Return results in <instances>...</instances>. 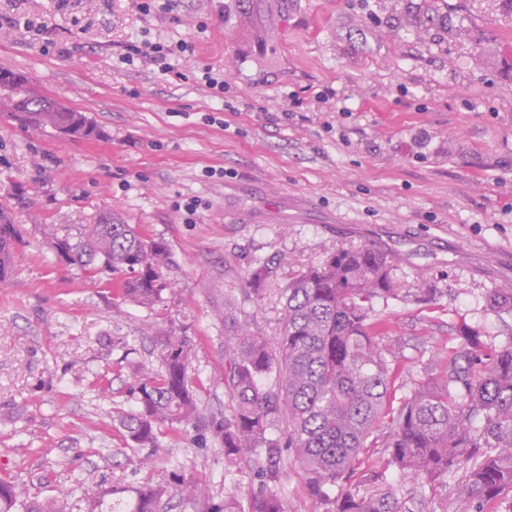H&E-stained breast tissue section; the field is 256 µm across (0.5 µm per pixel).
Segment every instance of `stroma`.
Listing matches in <instances>:
<instances>
[{"mask_svg":"<svg viewBox=\"0 0 512 512\" xmlns=\"http://www.w3.org/2000/svg\"><path fill=\"white\" fill-rule=\"evenodd\" d=\"M175 3L144 21L130 0H0V69L100 131L70 141L0 114V205L22 228L15 274L0 282V476L68 512L112 485L133 512L146 483L168 487L171 512H212L232 491L246 505L256 460L225 465L209 430H161L150 450L126 441L138 371L157 367L165 330L188 337L196 398L223 419L232 323L279 336L288 272L337 250L404 258L403 295L380 309L397 400L462 351L459 326L494 348L512 339V311L487 305L512 282L498 266L512 251V0ZM142 32L189 38L195 52L175 76L120 63ZM205 66L223 69V99L192 79ZM325 89L334 98L319 112ZM290 93L302 106L285 117ZM108 210L169 251L153 305L125 298L122 274L87 277L51 247ZM260 265L270 273L257 293L247 274ZM423 281L437 290L428 306L412 298ZM102 374L111 395L95 386ZM191 477L208 499L185 496ZM276 491L285 512H323L298 466Z\"/></svg>","mask_w":512,"mask_h":512,"instance_id":"stroma-1","label":"stroma"}]
</instances>
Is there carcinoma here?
Listing matches in <instances>:
<instances>
[{
  "instance_id": "cac0c4a2",
  "label": "carcinoma",
  "mask_w": 512,
  "mask_h": 512,
  "mask_svg": "<svg viewBox=\"0 0 512 512\" xmlns=\"http://www.w3.org/2000/svg\"><path fill=\"white\" fill-rule=\"evenodd\" d=\"M0 110L35 130L49 127L76 139L96 133L83 113L58 110L26 81L0 90ZM21 237L0 206V282L15 270ZM55 252L86 274L128 275L122 294L141 305L159 300L164 290L165 245L110 211L79 241L55 242ZM399 261L364 246L289 273L279 336L270 342L244 323L228 337L224 383L233 408L222 421H206L194 398L189 343L166 336L160 369L139 372L137 410L122 422L128 439L156 448L163 427L207 426L224 448L225 463L247 454L259 460L248 512H284L275 487L285 458L305 472L309 493L327 505L325 512H425L452 476L464 504L460 512H487V503L512 490V344L490 353L476 331L459 328L466 351L448 356L439 377L394 404L401 372L381 343L386 325L375 306L398 295ZM487 303L512 310V285L493 289ZM271 377L274 384L264 385ZM476 420L482 426H473ZM280 424L285 430L271 436ZM394 473L413 483L403 497L388 482ZM355 477L373 489L353 490ZM22 495L15 482L0 478V512H67L64 502L44 510ZM168 495L163 485L143 486L135 512H159Z\"/></svg>"
}]
</instances>
